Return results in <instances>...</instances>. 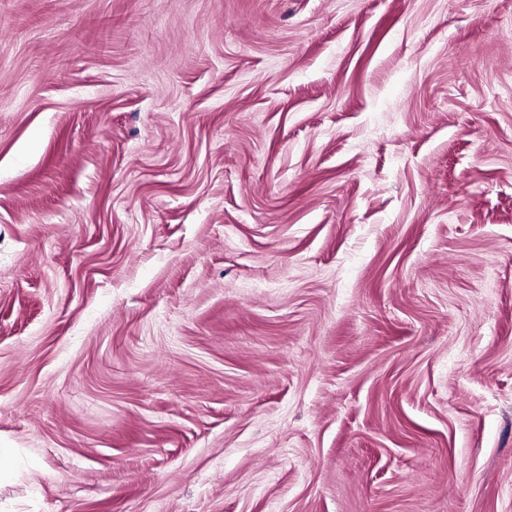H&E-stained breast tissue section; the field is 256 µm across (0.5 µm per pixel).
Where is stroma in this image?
<instances>
[{"instance_id": "35a3bbf8", "label": "stroma", "mask_w": 512, "mask_h": 512, "mask_svg": "<svg viewBox=\"0 0 512 512\" xmlns=\"http://www.w3.org/2000/svg\"><path fill=\"white\" fill-rule=\"evenodd\" d=\"M0 512H512V0H0Z\"/></svg>"}]
</instances>
